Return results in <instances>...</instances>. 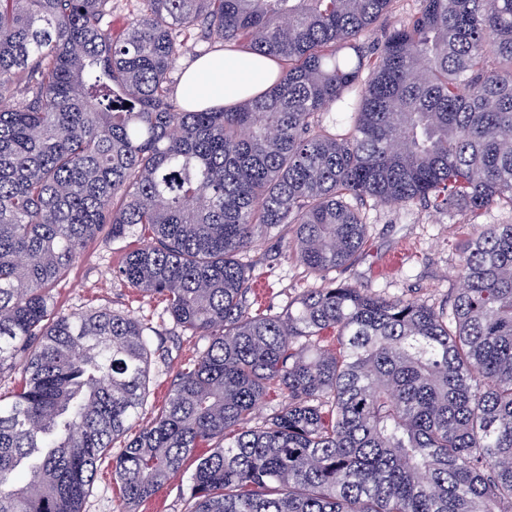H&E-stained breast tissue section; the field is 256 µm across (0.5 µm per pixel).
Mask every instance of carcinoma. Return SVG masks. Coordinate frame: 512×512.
I'll use <instances>...</instances> for the list:
<instances>
[{
    "mask_svg": "<svg viewBox=\"0 0 512 512\" xmlns=\"http://www.w3.org/2000/svg\"><path fill=\"white\" fill-rule=\"evenodd\" d=\"M138 2L116 34L112 0H0V512H81L109 457L132 512L197 448L188 512H512V224L479 225L444 305L330 277L365 201L512 208V0H419L377 49L392 0ZM196 24L276 80L178 103ZM284 226L320 285L254 315L238 255ZM133 237L121 279L207 339L140 429L147 328L50 295ZM272 385L288 404L250 425Z\"/></svg>",
    "mask_w": 512,
    "mask_h": 512,
    "instance_id": "1",
    "label": "carcinoma"
}]
</instances>
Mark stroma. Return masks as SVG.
Here are the masks:
<instances>
[{
	"label": "stroma",
	"mask_w": 512,
	"mask_h": 512,
	"mask_svg": "<svg viewBox=\"0 0 512 512\" xmlns=\"http://www.w3.org/2000/svg\"><path fill=\"white\" fill-rule=\"evenodd\" d=\"M368 226L360 258L337 271L338 281L360 289H379L389 295L422 299L435 305L448 302L460 286L458 265L474 229L465 216L448 215L421 206L367 207ZM287 229L272 231L242 256L249 265L252 291L250 310L260 315L286 316L289 306L319 282L295 258L288 245ZM126 245L97 240L90 243L68 276L51 290L55 306L63 313L108 309L135 318L150 328L154 345L164 347L165 357L151 356L149 379L141 415L149 421L164 406L169 389L183 365L204 349V337L177 328L164 302L128 286L119 276ZM171 479L156 497L138 505L136 512H185L189 473ZM83 512H122L118 484L107 479L111 463L101 466Z\"/></svg>",
	"instance_id": "stroma-1"
}]
</instances>
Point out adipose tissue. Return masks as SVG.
Wrapping results in <instances>:
<instances>
[{"instance_id":"ef3b65f1","label":"adipose tissue","mask_w":512,"mask_h":512,"mask_svg":"<svg viewBox=\"0 0 512 512\" xmlns=\"http://www.w3.org/2000/svg\"><path fill=\"white\" fill-rule=\"evenodd\" d=\"M273 64L250 53L217 52L196 59L177 94L200 107L231 105L267 88Z\"/></svg>"}]
</instances>
